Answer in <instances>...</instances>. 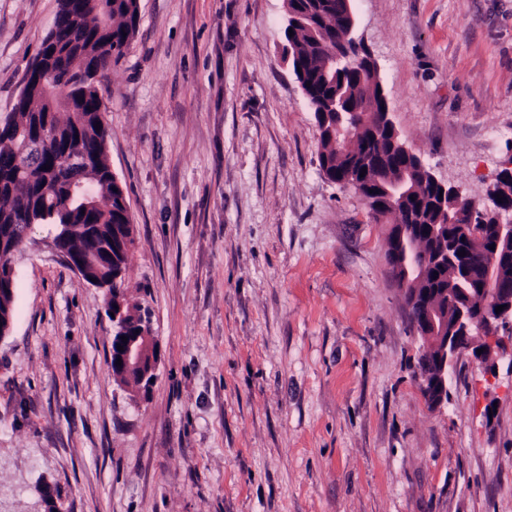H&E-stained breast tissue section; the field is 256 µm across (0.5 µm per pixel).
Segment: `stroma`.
I'll use <instances>...</instances> for the list:
<instances>
[{
  "label": "stroma",
  "mask_w": 512,
  "mask_h": 512,
  "mask_svg": "<svg viewBox=\"0 0 512 512\" xmlns=\"http://www.w3.org/2000/svg\"><path fill=\"white\" fill-rule=\"evenodd\" d=\"M58 8L0 0V119ZM139 12L99 94L158 378L145 400L115 380L103 292L32 226L0 340V512H44L45 484L67 512H512V360H459L444 406L421 393L388 227L319 168L284 0ZM356 15L401 142L488 207L512 168V0Z\"/></svg>",
  "instance_id": "stroma-1"
}]
</instances>
